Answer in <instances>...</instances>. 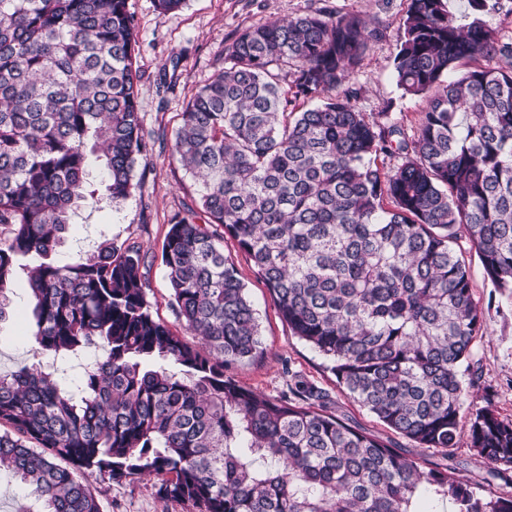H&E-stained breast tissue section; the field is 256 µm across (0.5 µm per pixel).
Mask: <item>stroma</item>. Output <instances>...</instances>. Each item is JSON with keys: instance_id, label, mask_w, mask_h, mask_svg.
Masks as SVG:
<instances>
[{"instance_id": "1", "label": "stroma", "mask_w": 512, "mask_h": 512, "mask_svg": "<svg viewBox=\"0 0 512 512\" xmlns=\"http://www.w3.org/2000/svg\"><path fill=\"white\" fill-rule=\"evenodd\" d=\"M407 0H186L182 9L158 13L153 0H130L135 16L139 53L138 105L147 149L134 169L135 189L120 204L101 201L94 210L79 211L53 258L67 263L94 252L104 240L118 248L139 247L145 257V291L154 317L180 330L177 314L169 302V287L161 262V250L172 218L195 205L196 185L185 168L162 145L159 133L174 134L180 114L198 87L224 66V48L243 29L288 19L314 10L356 12L383 29L350 85L360 88L357 102L368 117L389 113L406 135L419 127L426 102L403 95L393 77V59L403 35ZM175 69L172 90L159 93L163 71ZM469 265L471 287L483 312V328L472 346V357L482 371L479 387L471 391L475 406L492 402L501 417L512 419V300L500 294L487 279L481 259L468 239H461ZM224 254L236 266L259 315L263 354L254 361L236 365L232 374L240 384L271 397L289 393L295 381L304 380L329 395L331 412L383 439L391 441L403 455L425 467H453L464 482L482 490L512 493L490 473V468L469 448V416H462L457 447L447 454L433 453L386 427L367 409L360 407L338 384L325 359L312 346L293 335L264 283L257 276L232 236L224 238ZM37 258L20 260L9 285L11 306L0 321V372L21 364L49 367L51 357L38 354L30 339L32 303L29 270ZM103 512H192L189 505L161 498L157 480L116 483L103 476L90 480Z\"/></svg>"}]
</instances>
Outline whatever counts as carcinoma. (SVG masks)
Returning <instances> with one entry per match:
<instances>
[{
	"mask_svg": "<svg viewBox=\"0 0 512 512\" xmlns=\"http://www.w3.org/2000/svg\"><path fill=\"white\" fill-rule=\"evenodd\" d=\"M467 2L469 22L448 0H410L394 72L427 101L412 140L346 86L381 36L357 13L254 25L224 48L171 145L198 184L161 254L190 344L152 315L140 249L52 259L72 214L135 188L146 144L129 0H0V321L16 261L35 254V349L101 350L72 387L36 366L0 374V472L42 512H102L96 474L154 477L194 512H427L429 498L512 512L511 494L478 496L327 412L311 383L272 398L224 374L263 351L227 232L350 397L421 448L456 447L483 324L461 236L512 298V39L492 22L497 0ZM492 57L507 66L481 65ZM299 99L316 104L288 109ZM95 160L103 197L87 187ZM469 447L511 472L512 419L475 409Z\"/></svg>",
	"mask_w": 512,
	"mask_h": 512,
	"instance_id": "1",
	"label": "carcinoma"
}]
</instances>
